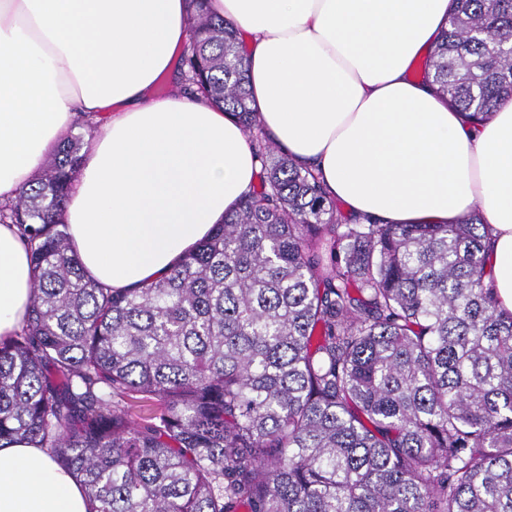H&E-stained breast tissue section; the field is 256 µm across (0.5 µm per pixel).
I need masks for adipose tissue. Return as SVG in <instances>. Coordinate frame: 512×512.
I'll list each match as a JSON object with an SVG mask.
<instances>
[{
    "instance_id": "ef3b65f1",
    "label": "adipose tissue",
    "mask_w": 512,
    "mask_h": 512,
    "mask_svg": "<svg viewBox=\"0 0 512 512\" xmlns=\"http://www.w3.org/2000/svg\"><path fill=\"white\" fill-rule=\"evenodd\" d=\"M247 36L265 131L354 214L491 227L512 311V101L474 124L411 78L454 0H209ZM190 0H0V200L14 199L76 117L101 126L64 212L85 271L141 288L236 210L259 164L241 125L180 84ZM34 271L0 224V340L26 323ZM51 452L0 448V512H89Z\"/></svg>"
}]
</instances>
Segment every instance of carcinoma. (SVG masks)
Segmentation results:
<instances>
[{
  "instance_id": "1",
  "label": "carcinoma",
  "mask_w": 512,
  "mask_h": 512,
  "mask_svg": "<svg viewBox=\"0 0 512 512\" xmlns=\"http://www.w3.org/2000/svg\"><path fill=\"white\" fill-rule=\"evenodd\" d=\"M193 2L181 65L260 186L169 276L107 288L62 219L85 145L64 135L0 204L34 269L0 342V442L50 449L94 512H512V312L484 218L345 217L261 126L236 30ZM423 77L471 121L512 100V0H456Z\"/></svg>"
}]
</instances>
